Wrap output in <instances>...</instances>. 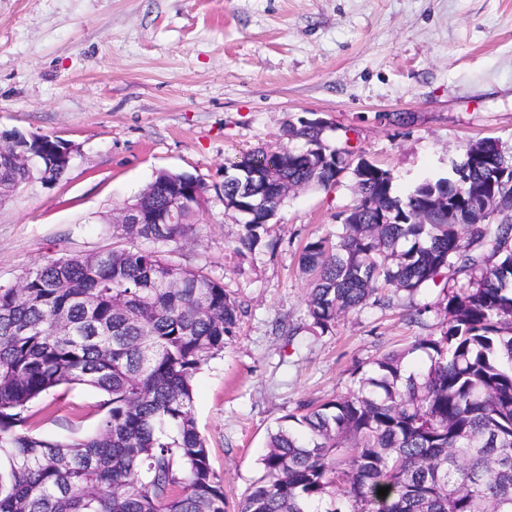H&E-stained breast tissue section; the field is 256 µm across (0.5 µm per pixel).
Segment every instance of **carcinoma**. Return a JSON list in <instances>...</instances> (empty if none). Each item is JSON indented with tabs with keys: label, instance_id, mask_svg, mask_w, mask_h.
<instances>
[{
	"label": "carcinoma",
	"instance_id": "cac0c4a2",
	"mask_svg": "<svg viewBox=\"0 0 512 512\" xmlns=\"http://www.w3.org/2000/svg\"><path fill=\"white\" fill-rule=\"evenodd\" d=\"M324 130L301 119L288 135L304 150L227 161L241 192L336 183L346 152ZM500 155L470 144L403 195L390 171L358 161L342 232L300 256L311 326L323 334L371 299L390 303L386 288L411 296L450 279L438 329L357 367V388L281 417L237 512H512V169ZM24 179L0 161L1 181ZM492 204L508 212L497 224L485 223ZM201 219L191 195L177 224L118 225L152 250L62 257L0 287V512H227L192 380L236 335L240 304L165 249ZM267 236L249 222L239 243L269 248ZM418 351L427 362L411 368ZM76 386L105 394L95 431L35 433L34 403Z\"/></svg>",
	"mask_w": 512,
	"mask_h": 512
}]
</instances>
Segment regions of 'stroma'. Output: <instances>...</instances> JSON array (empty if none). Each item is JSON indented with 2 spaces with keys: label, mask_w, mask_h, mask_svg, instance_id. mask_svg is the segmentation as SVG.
<instances>
[{
  "label": "stroma",
  "mask_w": 512,
  "mask_h": 512,
  "mask_svg": "<svg viewBox=\"0 0 512 512\" xmlns=\"http://www.w3.org/2000/svg\"><path fill=\"white\" fill-rule=\"evenodd\" d=\"M302 117L325 122L350 169L287 197L270 223L275 249L237 252L224 162L299 148L288 127ZM0 130L77 147L62 180L0 206V286L52 259L127 247L112 211L159 172L206 184L198 236L174 258L221 279L243 310L193 379L198 429L236 512L281 417L348 392L355 366L433 331L435 313L412 323L407 312L442 302L437 287L310 331L299 256L341 232L359 159L402 191L482 139L512 156V0H0ZM101 399L85 387L45 395L36 428L55 440L93 432Z\"/></svg>",
  "instance_id": "obj_1"
}]
</instances>
